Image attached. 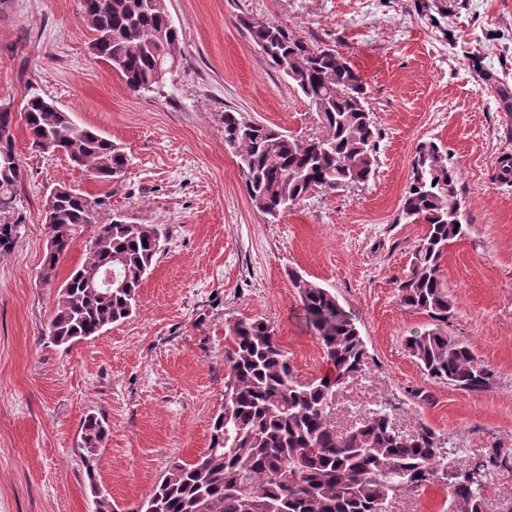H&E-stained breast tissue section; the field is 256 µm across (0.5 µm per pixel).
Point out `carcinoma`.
I'll use <instances>...</instances> for the list:
<instances>
[{
	"label": "carcinoma",
	"mask_w": 512,
	"mask_h": 512,
	"mask_svg": "<svg viewBox=\"0 0 512 512\" xmlns=\"http://www.w3.org/2000/svg\"><path fill=\"white\" fill-rule=\"evenodd\" d=\"M83 14L94 56L112 66L130 91L147 93L164 83L160 62L180 43L166 0H83ZM246 26L270 65L315 108L322 125L320 136L302 139L238 112H224V144L239 158L255 208L276 217L315 191L368 182L378 166L379 132L367 104V85L351 61L279 24ZM51 103L37 93L27 95L23 121L31 145L48 141L73 167L119 184L129 166L122 148ZM14 122L13 112L0 109V219L15 208L23 175L21 162L4 159L6 153L17 157ZM459 181L447 151L433 141L417 145L400 218L427 225V233L397 288L403 305L435 322L434 328L408 339L412 358L429 378L472 392L487 388L495 373L470 344L449 338L441 328L453 302L440 279V263L448 246L467 231ZM104 205L102 199L65 186L45 199L43 221L53 238L41 272L45 282L55 280L74 231L97 225L83 262L57 294L49 324L57 346L98 336L128 318L160 255L166 234L161 225L106 217ZM17 227L0 222V254L17 241ZM108 267L123 287L110 293L91 287ZM292 284L306 324L334 371L303 382L271 326L258 319L234 321L228 326L233 345L225 355L230 373L224 407L213 418L209 448L192 462L170 464L141 512H386L393 498L428 490L443 495V512H485L486 474L507 463L501 449L478 460L452 455L434 430L405 433L384 409L370 412L346 432L336 430L334 397L346 379L364 370L367 349L333 292L299 275ZM107 436L102 420L84 419L81 440L87 458ZM87 477L94 512H114L93 468H87Z\"/></svg>",
	"instance_id": "1"
}]
</instances>
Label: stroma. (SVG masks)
Instances as JSON below:
<instances>
[{
    "label": "stroma",
    "mask_w": 512,
    "mask_h": 512,
    "mask_svg": "<svg viewBox=\"0 0 512 512\" xmlns=\"http://www.w3.org/2000/svg\"><path fill=\"white\" fill-rule=\"evenodd\" d=\"M167 5L179 64L163 89L141 95L92 55L82 0H0V103L22 108L36 89L131 159L114 190L62 155L35 152L23 123L13 127L24 175L13 214L20 237L0 256V512H92L95 483L117 512H138L170 462L208 448L224 406L227 327L237 319L268 323L300 379L327 374L295 274L335 294L368 351V369L335 397L337 429L384 407L402 430L428 426L468 457L512 454V182L500 170L512 157V0ZM248 20L331 46L359 71L380 132L367 183L312 193L274 220L253 206L224 145L225 111L300 138L319 136L321 124L251 40ZM424 140L447 149L460 173L468 229L441 261L454 304L443 329L495 371L478 393L427 377L405 345L432 327L396 288L427 232L399 218ZM60 185L169 230L136 314L66 349L48 336L57 284L83 260L96 227L76 231L55 282L45 283L41 214ZM90 414L109 434L88 463L80 435Z\"/></svg>",
    "instance_id": "35a3bbf8"
}]
</instances>
